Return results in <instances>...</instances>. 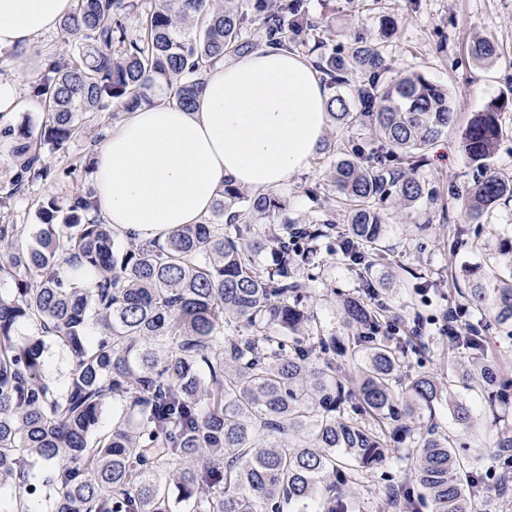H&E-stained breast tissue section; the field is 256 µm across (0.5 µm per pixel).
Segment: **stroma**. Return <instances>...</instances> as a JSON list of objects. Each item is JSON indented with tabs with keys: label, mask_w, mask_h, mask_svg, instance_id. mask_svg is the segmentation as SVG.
<instances>
[{
	"label": "stroma",
	"mask_w": 512,
	"mask_h": 512,
	"mask_svg": "<svg viewBox=\"0 0 512 512\" xmlns=\"http://www.w3.org/2000/svg\"><path fill=\"white\" fill-rule=\"evenodd\" d=\"M304 9L312 22L333 23L323 53L345 62L353 38H369L380 45L392 75L416 72L447 86L452 94L457 124L428 151L419 171L420 177L437 187L441 199L411 208L390 200L386 205L389 228L383 241L392 259L386 271L390 285L381 291L383 301L400 308L408 322L417 315L439 318L444 309L457 305L458 297L448 289L429 287V280L451 267L458 281H465L470 268L498 262L499 242L512 238V204L491 208L480 223L473 224L462 200L476 174L462 147L463 131L471 114L491 102L500 103L504 128L492 163L512 174V0H304ZM482 37L498 43L496 59L480 62L471 57V42ZM63 48L62 33L56 30L39 36L29 47L0 50V79L28 86L39 73L41 59ZM45 119L42 105L33 98L25 109L0 118V186L12 182L16 172L5 129L27 126L37 135ZM114 122L111 113H101L92 135L74 136L66 151L48 154L52 177L27 183L1 206L0 224L19 225L22 242H31L42 228L38 210L44 202L53 198L63 205L74 195L92 192L88 161L96 142ZM332 163L331 154L317 153L307 170L276 189L284 209L261 216V224H277L285 217L305 224L332 208L328 191ZM453 224L467 225L468 232L462 247L452 253L448 228ZM337 251V239L324 241L311 287L316 294L313 311L325 334L342 339L349 331L338 304L343 297L358 295L361 281L354 270L338 262ZM452 356L460 360L466 353L438 335L431 340L429 351L406 359L403 371L439 374L447 371ZM433 421L440 430L455 431L461 441L480 446L479 466L486 472L493 466L497 426H512V406L477 412L469 430L456 429L444 404L437 407ZM412 453V445L401 443L396 457L378 466L367 479L350 485L353 512H388L387 495L405 486Z\"/></svg>",
	"instance_id": "35a3bbf8"
}]
</instances>
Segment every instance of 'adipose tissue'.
Masks as SVG:
<instances>
[{
  "instance_id": "obj_1",
  "label": "adipose tissue",
  "mask_w": 512,
  "mask_h": 512,
  "mask_svg": "<svg viewBox=\"0 0 512 512\" xmlns=\"http://www.w3.org/2000/svg\"><path fill=\"white\" fill-rule=\"evenodd\" d=\"M75 0H0V49L54 30ZM193 110L160 102L125 113L95 150L94 198L105 223L140 242L209 215L225 180L268 191L308 169L329 123L315 67L278 47L204 75Z\"/></svg>"
}]
</instances>
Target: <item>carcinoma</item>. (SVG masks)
I'll return each mask as SVG.
<instances>
[{"label": "carcinoma", "instance_id": "carcinoma-1", "mask_svg": "<svg viewBox=\"0 0 512 512\" xmlns=\"http://www.w3.org/2000/svg\"><path fill=\"white\" fill-rule=\"evenodd\" d=\"M153 2L143 14L138 0H76L60 22L70 52L46 59L31 85L48 118L40 139L8 130L16 173L0 204L50 175L43 146L65 150L112 108H192L204 91L203 64L253 49L236 0ZM302 10L301 0H279L263 24L279 45L306 48L328 86L345 83L336 57L318 53L330 28L289 27ZM470 54L492 60L497 43L479 38ZM352 55L364 76L362 111L334 94L329 115L343 128L369 124L378 138L368 160L349 144L334 151L331 193L347 216L339 233L329 215L259 229L255 217L279 201L230 180L209 217L158 244L120 236L98 219L90 194L41 206L45 228L26 249L13 247L18 225L0 224V280L15 283L0 292V490H13L5 512H30L33 499L44 512H171L174 501L187 512H349L348 485L386 462L389 442L416 435L404 512H414L418 498L433 512H487L491 489L469 446L417 419L446 398L454 424L470 428L472 410L454 399L455 382L483 390L491 407L512 396V378L487 352L491 330L512 338V239L500 247L507 275L477 267L459 288L450 269L431 281L460 297L452 344L468 361L452 363L456 381L427 372L404 378L402 363L428 337L414 326L385 334L401 316L380 299L385 283L374 276L390 261L378 204L438 200L417 170L457 112L447 88L420 74L390 76L377 45L356 37ZM499 109L491 102L472 113L463 132L464 152L480 170L465 199L474 222L512 201V174L491 165L503 136ZM335 233L338 260L362 281V294L342 303L352 329L345 340L324 334L311 289L293 275L312 266L320 242ZM267 251L269 264L261 261ZM66 265L92 286L66 280ZM91 320L95 336L87 333ZM21 324L32 333L19 336ZM50 343L72 360L63 383L44 373ZM109 406L112 428L101 432ZM494 448L506 488L511 426L498 429ZM37 462L48 475L31 483Z\"/></svg>", "mask_w": 512, "mask_h": 512}]
</instances>
